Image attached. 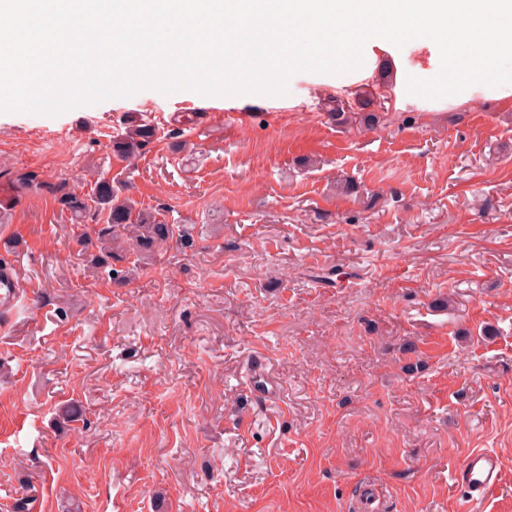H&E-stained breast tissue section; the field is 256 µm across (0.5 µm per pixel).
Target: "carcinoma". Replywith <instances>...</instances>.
Instances as JSON below:
<instances>
[{
    "label": "carcinoma",
    "instance_id": "carcinoma-1",
    "mask_svg": "<svg viewBox=\"0 0 512 512\" xmlns=\"http://www.w3.org/2000/svg\"><path fill=\"white\" fill-rule=\"evenodd\" d=\"M154 134L150 125H138L112 141L113 151L131 157L149 143ZM64 201L76 214L88 209L91 203L109 206L112 225L102 229L98 236L101 249L105 251L115 253L134 249L140 258L145 259L150 256L157 242L170 237L169 225L158 223L153 214L136 209V205L128 199H115L108 185L101 186L89 204L75 195L65 196Z\"/></svg>",
    "mask_w": 512,
    "mask_h": 512
}]
</instances>
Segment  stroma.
<instances>
[{"label": "stroma", "instance_id": "stroma-1", "mask_svg": "<svg viewBox=\"0 0 512 512\" xmlns=\"http://www.w3.org/2000/svg\"><path fill=\"white\" fill-rule=\"evenodd\" d=\"M391 69L371 124L312 72L0 113V512H460L482 448L505 482L473 512H512V102ZM104 182L173 229L138 270L93 265L110 214L63 200ZM155 131L148 124L129 129L120 138L112 141L113 151L128 157L134 156L154 137ZM19 293L20 284L16 269L6 262L0 264V305L5 308L12 307Z\"/></svg>", "mask_w": 512, "mask_h": 512}]
</instances>
